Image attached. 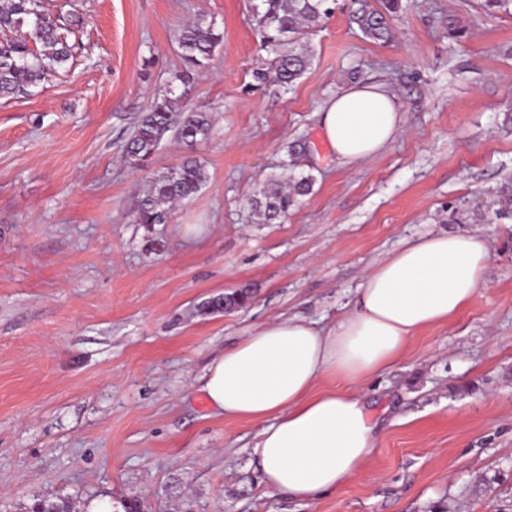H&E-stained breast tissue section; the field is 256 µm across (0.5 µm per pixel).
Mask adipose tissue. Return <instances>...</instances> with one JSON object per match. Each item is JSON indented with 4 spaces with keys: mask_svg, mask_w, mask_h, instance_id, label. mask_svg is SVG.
Masks as SVG:
<instances>
[{
    "mask_svg": "<svg viewBox=\"0 0 512 512\" xmlns=\"http://www.w3.org/2000/svg\"><path fill=\"white\" fill-rule=\"evenodd\" d=\"M318 119L337 160L349 163L377 154L401 117L384 88L357 84ZM489 259L481 236L423 235L365 275L350 313L335 325L276 317L209 363L202 390L212 411L262 426L254 453L267 489L313 503L362 475L379 427L364 385L398 361L419 330L452 320L469 304ZM328 377L343 388H320Z\"/></svg>",
    "mask_w": 512,
    "mask_h": 512,
    "instance_id": "1",
    "label": "adipose tissue"
}]
</instances>
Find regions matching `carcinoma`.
<instances>
[{"mask_svg": "<svg viewBox=\"0 0 512 512\" xmlns=\"http://www.w3.org/2000/svg\"><path fill=\"white\" fill-rule=\"evenodd\" d=\"M329 0H259L254 7L261 45H286L288 51L278 55L267 69L254 73L259 89L274 83L288 89L303 75L310 63L308 49L300 43V34L306 28L317 26L330 13ZM381 9H369L367 4L353 14V21L368 38L385 40L390 28L387 16L397 12L400 0H380ZM27 31H20L21 27ZM0 31H16L18 36L0 41V97H11L29 92L48 80L72 57V46L59 32L58 20L45 12L42 0H0ZM224 34L213 24L199 19L187 25L180 34V47L185 70L174 80L189 82L193 71L205 66ZM176 100L167 96L154 98L144 111L123 153L128 165L146 169L160 143L173 134L186 148L192 149L205 140L212 128L208 112L185 109L174 116ZM205 167L196 159L188 158L166 172H157L147 183L136 211L135 223L164 224L172 205L197 193L207 182ZM311 179L301 177L283 186L270 179L251 199L256 215L266 223L284 219L305 195ZM252 297L248 288H241L208 304L210 311L240 308Z\"/></svg>", "mask_w": 512, "mask_h": 512, "instance_id": "cac0c4a2", "label": "carcinoma"}]
</instances>
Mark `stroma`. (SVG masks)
I'll return each mask as SVG.
<instances>
[{
	"label": "stroma",
	"mask_w": 512,
	"mask_h": 512,
	"mask_svg": "<svg viewBox=\"0 0 512 512\" xmlns=\"http://www.w3.org/2000/svg\"><path fill=\"white\" fill-rule=\"evenodd\" d=\"M73 58L0 99V512L67 497L76 512H504L512 506V13L480 0H401L391 39L365 37L355 0L301 42L292 90H251L261 47L250 0H53ZM224 42L189 88L179 36L197 19ZM397 97L398 133L337 161L318 110L353 84ZM212 113L209 138L174 137L150 170L122 147L152 98ZM208 180L167 223H134L150 172L187 157ZM311 176L282 222L249 201L268 178ZM433 232L486 237L483 283L452 321L417 332L365 386L381 414L364 473L311 505L269 492L260 424L212 415L209 361L265 319L329 326L365 274ZM247 287L246 307H203Z\"/></svg>",
	"instance_id": "obj_1"
}]
</instances>
